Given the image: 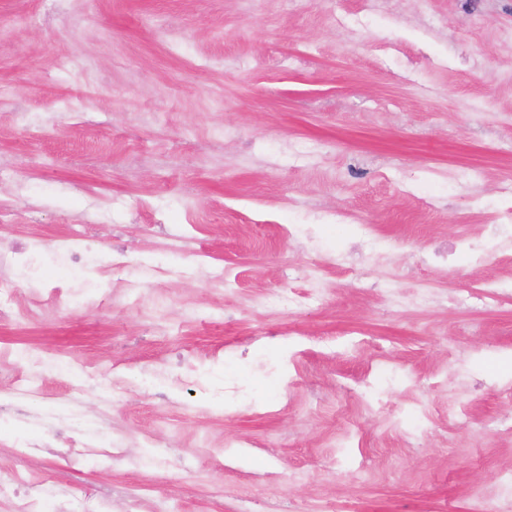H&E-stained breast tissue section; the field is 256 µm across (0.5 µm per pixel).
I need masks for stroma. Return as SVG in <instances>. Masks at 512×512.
I'll return each instance as SVG.
<instances>
[{"instance_id":"35a3bbf8","label":"stroma","mask_w":512,"mask_h":512,"mask_svg":"<svg viewBox=\"0 0 512 512\" xmlns=\"http://www.w3.org/2000/svg\"><path fill=\"white\" fill-rule=\"evenodd\" d=\"M76 6L73 27L0 0V158L28 163L0 181V250L39 262L0 349L75 365L0 420V474L41 512H496L512 272L427 253L512 206V0ZM362 224L389 254L353 273L330 255ZM76 230L101 253L80 275L54 252ZM282 288L303 306L260 308ZM227 384L246 401L226 411ZM74 397L89 419L111 399L123 459L67 462L78 433L44 416ZM408 409L428 416L412 444L391 423Z\"/></svg>"}]
</instances>
